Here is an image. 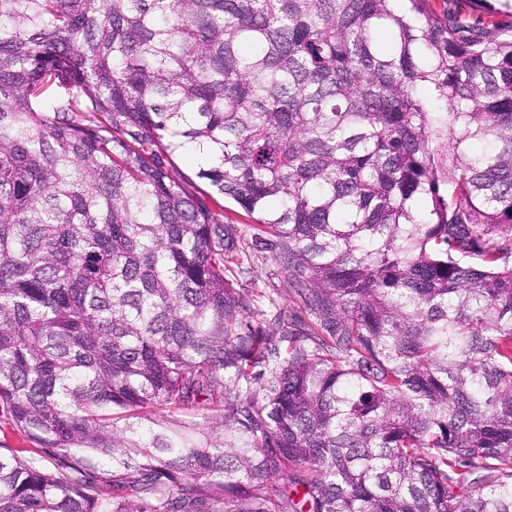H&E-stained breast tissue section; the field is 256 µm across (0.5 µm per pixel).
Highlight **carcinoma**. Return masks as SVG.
Listing matches in <instances>:
<instances>
[{
	"mask_svg": "<svg viewBox=\"0 0 512 512\" xmlns=\"http://www.w3.org/2000/svg\"><path fill=\"white\" fill-rule=\"evenodd\" d=\"M469 2L0 0V407L46 458L0 512H512V12ZM167 162L169 168L173 170L175 174L184 180H188L193 183L195 186L194 190L200 198L211 203V199L207 195L210 191L206 185L199 183L195 178V165L188 155L184 153H175L172 156L167 157ZM249 264L253 273L248 281L243 283L244 288L252 291L257 300L267 302V299L274 298L280 306L288 308L298 307L293 289L288 280L278 273V267L274 260L266 255L263 257L248 256Z\"/></svg>",
	"mask_w": 512,
	"mask_h": 512,
	"instance_id": "cac0c4a2",
	"label": "carcinoma"
}]
</instances>
